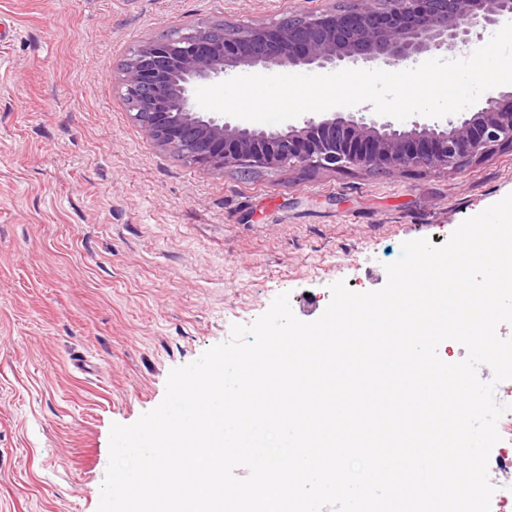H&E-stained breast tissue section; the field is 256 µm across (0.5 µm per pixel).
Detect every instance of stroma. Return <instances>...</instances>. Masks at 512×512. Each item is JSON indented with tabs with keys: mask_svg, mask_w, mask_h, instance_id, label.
<instances>
[{
	"mask_svg": "<svg viewBox=\"0 0 512 512\" xmlns=\"http://www.w3.org/2000/svg\"><path fill=\"white\" fill-rule=\"evenodd\" d=\"M358 0H0V512H97L112 424L173 368L289 292L382 288L404 242L442 245L512 193V148L447 175L189 165L134 123L119 67L144 42Z\"/></svg>",
	"mask_w": 512,
	"mask_h": 512,
	"instance_id": "obj_1",
	"label": "stroma"
}]
</instances>
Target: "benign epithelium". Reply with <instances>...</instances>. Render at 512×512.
Returning <instances> with one entry per match:
<instances>
[{"label":"benign epithelium","instance_id":"1","mask_svg":"<svg viewBox=\"0 0 512 512\" xmlns=\"http://www.w3.org/2000/svg\"><path fill=\"white\" fill-rule=\"evenodd\" d=\"M506 19L512 0H361L352 10L311 14L299 24L226 29L218 43L205 29L149 41L121 68L118 84L134 121L158 145L212 169L457 173L512 146V90L476 112L407 125L368 119L364 108H332L276 126L231 124L204 112L194 86L239 67L415 61L443 47H468L476 29Z\"/></svg>","mask_w":512,"mask_h":512}]
</instances>
